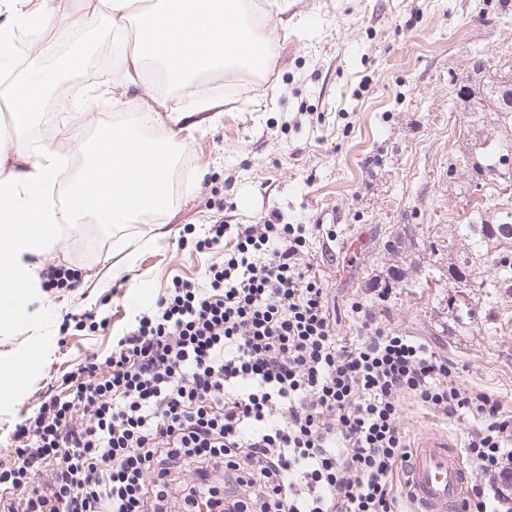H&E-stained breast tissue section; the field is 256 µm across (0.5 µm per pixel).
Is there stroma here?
Instances as JSON below:
<instances>
[{"instance_id":"obj_1","label":"stroma","mask_w":512,"mask_h":512,"mask_svg":"<svg viewBox=\"0 0 512 512\" xmlns=\"http://www.w3.org/2000/svg\"><path fill=\"white\" fill-rule=\"evenodd\" d=\"M83 0H54L56 19L15 54L11 76L52 69L70 44L89 38L97 64L110 47L107 26L90 33L63 25ZM287 34L264 75L220 72L189 88L167 87L158 66H148L140 88L103 80L116 106L76 113L71 88L54 104V129L34 127L32 149L69 148L71 123L93 136L104 121L133 126L138 99L177 105L187 94L220 95L224 109L202 124L184 120L181 149L169 174L174 198L147 224H101L73 219L46 256L45 265L79 272L70 287L48 289L56 307L42 339L29 327H0V370L20 353H42L25 366L20 396L0 394V460L13 453L8 439L20 414H35L46 386H60L85 354L106 356L114 331L162 294L173 276L201 279L206 254L178 246L184 226L203 232L216 219L228 224H321L333 238L310 239L304 260L327 293L336 333L355 336L352 302L370 297L374 279L397 261L388 252L398 225L408 227L401 248L427 267L426 241H443L486 199L499 198L488 182L480 196L469 191L470 173L457 166L465 151L469 102L461 81L482 83L477 64L512 68V0H293ZM192 193H185L186 183ZM468 328L448 322L446 278L412 275L406 287L375 306L384 329L427 342L452 368L456 385L498 399L512 415V294L497 301L475 296ZM87 309L106 317L101 330H76L66 314ZM399 423L409 438L445 435L466 444L479 424L443 419L401 399Z\"/></svg>"}]
</instances>
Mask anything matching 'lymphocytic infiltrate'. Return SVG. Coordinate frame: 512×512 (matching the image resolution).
<instances>
[{
    "instance_id": "obj_1",
    "label": "lymphocytic infiltrate",
    "mask_w": 512,
    "mask_h": 512,
    "mask_svg": "<svg viewBox=\"0 0 512 512\" xmlns=\"http://www.w3.org/2000/svg\"><path fill=\"white\" fill-rule=\"evenodd\" d=\"M319 225H229L196 239L205 283L172 280L149 311L66 373L17 423L0 512H400L407 397L481 427L462 450L512 478V416L465 393L428 345L353 302L344 340L302 261Z\"/></svg>"
}]
</instances>
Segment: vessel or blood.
Wrapping results in <instances>:
<instances>
[{"label": "vessel or blood", "instance_id": "obj_1", "mask_svg": "<svg viewBox=\"0 0 512 512\" xmlns=\"http://www.w3.org/2000/svg\"><path fill=\"white\" fill-rule=\"evenodd\" d=\"M403 480L413 512H469L468 473L457 444L424 434L415 443Z\"/></svg>", "mask_w": 512, "mask_h": 512}]
</instances>
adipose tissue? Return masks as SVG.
Masks as SVG:
<instances>
[{"instance_id":"adipose-tissue-1","label":"adipose tissue","mask_w":512,"mask_h":512,"mask_svg":"<svg viewBox=\"0 0 512 512\" xmlns=\"http://www.w3.org/2000/svg\"><path fill=\"white\" fill-rule=\"evenodd\" d=\"M252 0H157L139 10L135 0H87L82 14L67 22L84 28L108 24L113 63L124 86L142 83L147 62L158 63L169 84L180 86L204 73L245 66L262 73L274 60L281 24L255 22ZM54 12L53 0H0V71L11 69L14 35L40 32ZM86 46L74 43L58 70H33L0 99L10 106L12 136L0 140V305L15 320L38 325L53 315L44 298L38 269L59 243L56 182L75 195L74 213L102 224H141L169 205L168 171L183 120L223 105L222 99L193 96L167 116L150 101L140 108L142 131L104 125L93 137L72 127L70 140L83 165L67 167L62 155L46 148L33 154L28 134L41 116L61 73L81 70ZM161 129L157 138L144 128Z\"/></svg>"}]
</instances>
